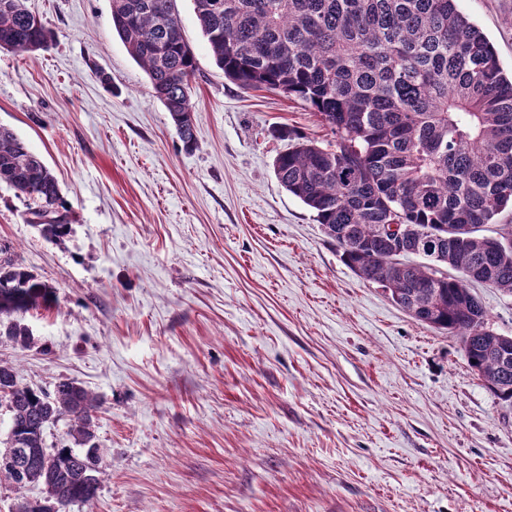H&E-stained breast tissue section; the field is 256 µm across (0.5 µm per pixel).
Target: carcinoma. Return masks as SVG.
Here are the masks:
<instances>
[{"label":"carcinoma","mask_w":512,"mask_h":512,"mask_svg":"<svg viewBox=\"0 0 512 512\" xmlns=\"http://www.w3.org/2000/svg\"><path fill=\"white\" fill-rule=\"evenodd\" d=\"M193 2L228 79L305 101L336 135L323 147L285 126L274 129L295 140L275 159L281 185L315 213L350 270L416 321L459 337L471 370L512 405V336L490 327L469 288L477 282L512 295V224L495 237L481 234L512 210V77L458 0ZM112 29L146 72L183 146L194 148L196 63L184 35H176L177 0H112ZM53 39L24 0H0V44L34 53ZM0 183L53 215L44 233L66 232L55 176L2 127ZM425 237L427 262L405 260ZM53 302V287L1 247L0 318L7 322L0 337L29 344L17 317ZM0 403L9 415L0 446L42 460L28 483L44 486L60 509L93 500L82 493L86 454L67 444L48 448L45 430L66 417L70 440L101 457L94 394L69 380L51 392L21 386L16 367L0 360Z\"/></svg>","instance_id":"carcinoma-1"}]
</instances>
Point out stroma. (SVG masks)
<instances>
[{"instance_id":"1","label":"stroma","mask_w":512,"mask_h":512,"mask_svg":"<svg viewBox=\"0 0 512 512\" xmlns=\"http://www.w3.org/2000/svg\"><path fill=\"white\" fill-rule=\"evenodd\" d=\"M112 0H27L49 49H0V126L56 176L65 235L0 184V245L51 285L22 385L97 397L103 455L66 512H512V406L457 337L412 319L346 267L275 158L303 101L225 77L192 0H177L197 70L185 150L112 29ZM512 73V0H459ZM112 78L104 87L95 69Z\"/></svg>"}]
</instances>
